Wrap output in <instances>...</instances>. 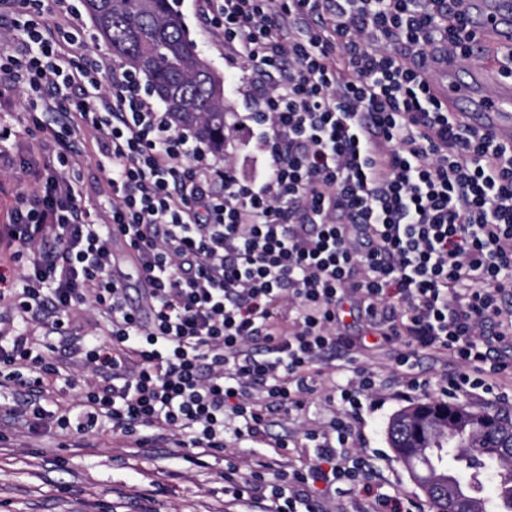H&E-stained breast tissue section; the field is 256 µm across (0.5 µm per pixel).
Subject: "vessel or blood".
Listing matches in <instances>:
<instances>
[{
  "label": "vessel or blood",
  "instance_id": "1",
  "mask_svg": "<svg viewBox=\"0 0 512 512\" xmlns=\"http://www.w3.org/2000/svg\"><path fill=\"white\" fill-rule=\"evenodd\" d=\"M465 23L477 37L468 66L437 65V90L470 127L512 143V77L501 53L512 50V0H467Z\"/></svg>",
  "mask_w": 512,
  "mask_h": 512
}]
</instances>
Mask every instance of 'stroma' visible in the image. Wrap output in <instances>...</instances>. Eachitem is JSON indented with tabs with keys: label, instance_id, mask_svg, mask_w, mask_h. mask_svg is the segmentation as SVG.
Wrapping results in <instances>:
<instances>
[{
	"label": "stroma",
	"instance_id": "35a3bbf8",
	"mask_svg": "<svg viewBox=\"0 0 512 512\" xmlns=\"http://www.w3.org/2000/svg\"><path fill=\"white\" fill-rule=\"evenodd\" d=\"M175 6L184 15L201 58L224 82L236 81L241 62L229 60L223 45L206 33L195 0H175ZM27 109L26 96L20 93L10 107L0 110V124L15 130L7 144L10 160L0 165V181H18L30 192L45 179L42 146L60 132L65 118L60 112L42 111L34 123ZM70 147L83 199L89 209L100 208L105 201V177L98 149L79 137L71 140ZM358 365L376 371L384 405L378 411L363 412L355 429L357 447L370 456L386 492L418 503L421 512H436L397 461L386 427L390 417L408 403L440 397L444 381L458 370L456 361L448 355L420 353L414 367L427 384L406 400L397 396L405 370L388 347H369L354 362L337 354L325 366L324 380L344 383ZM333 413L323 396H314L308 408L293 415L286 426L271 427L265 440L243 442L234 450L246 460L271 458L278 453V440L286 437L296 444L295 460L308 462L313 452L302 445L304 425L312 420L327 423ZM0 512H247V508L225 500L223 461L214 459L200 468L184 461L181 449L137 448L107 427L94 434L65 436L50 424L32 435L23 422L6 418L0 420Z\"/></svg>",
	"mask_w": 512,
	"mask_h": 512
}]
</instances>
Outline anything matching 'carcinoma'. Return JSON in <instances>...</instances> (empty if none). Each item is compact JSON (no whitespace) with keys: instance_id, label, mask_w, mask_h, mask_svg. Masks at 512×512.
Here are the masks:
<instances>
[{"instance_id":"1","label":"carcinoma","mask_w":512,"mask_h":512,"mask_svg":"<svg viewBox=\"0 0 512 512\" xmlns=\"http://www.w3.org/2000/svg\"><path fill=\"white\" fill-rule=\"evenodd\" d=\"M94 28L112 52L143 76L171 112L176 127L224 154V84L199 57L172 0H83ZM466 423L448 422L452 446L419 443L410 426L389 420L396 458L416 484L440 481L448 493L432 499L437 512H512V414L476 410Z\"/></svg>"}]
</instances>
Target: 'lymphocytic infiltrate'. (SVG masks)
<instances>
[{
	"instance_id": "f902f5d3",
	"label": "lymphocytic infiltrate",
	"mask_w": 512,
	"mask_h": 512,
	"mask_svg": "<svg viewBox=\"0 0 512 512\" xmlns=\"http://www.w3.org/2000/svg\"><path fill=\"white\" fill-rule=\"evenodd\" d=\"M205 28L249 77L272 83L223 155L175 129L140 80L83 54L72 0H0V104L19 86L65 112L64 135L96 141L109 215L99 221L66 176L64 136L46 179L16 192L0 221V387L12 414L44 416L65 372L90 379L55 414L81 434L108 426L136 447L224 458V495L263 512H324L341 488L359 512H414L383 493L351 449L374 385L363 369L333 390L338 412L309 425L310 463L258 459L263 440L306 408L315 366L352 347L356 310L375 343L452 355L444 389L492 393L512 381V146L454 116L418 67L471 54L461 0H203ZM247 127L260 166L242 177L231 139ZM137 262L141 304L112 275L114 238ZM91 306L94 335L71 329Z\"/></svg>"
}]
</instances>
